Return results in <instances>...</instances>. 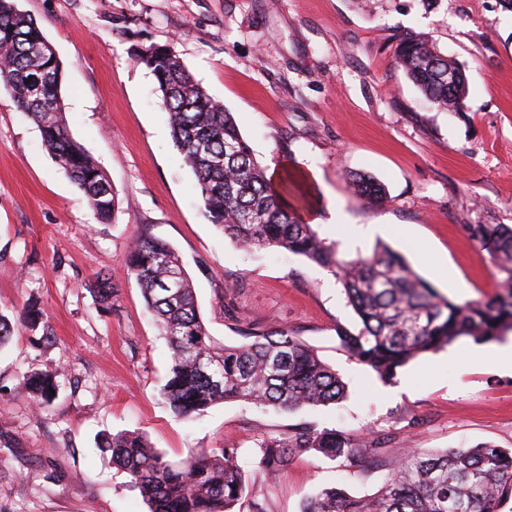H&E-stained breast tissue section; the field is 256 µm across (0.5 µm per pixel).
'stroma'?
Returning <instances> with one entry per match:
<instances>
[{"label": "stroma", "mask_w": 512, "mask_h": 512, "mask_svg": "<svg viewBox=\"0 0 512 512\" xmlns=\"http://www.w3.org/2000/svg\"><path fill=\"white\" fill-rule=\"evenodd\" d=\"M63 64L71 137L115 196L97 222L39 128L0 83V311L39 301L52 344L20 331L0 348V512H148L97 442L147 435L167 459L235 442L251 497L267 512H300L321 488L376 494L384 469L306 453L273 479L255 467L266 436L303 422L388 440L387 455L491 443L512 448V370L497 343L463 339L383 383L337 332L358 330L336 278L281 249L252 251L203 214L156 81L136 56L163 45L232 112L264 169L292 179L324 246L371 255L380 243L456 301L497 288L474 224L512 225V11L500 0H16ZM431 39L468 78L465 112L430 107L393 50ZM384 184L374 206L348 182ZM141 234L181 257L205 327L237 345L245 327L288 328L347 383L346 399L288 413L219 402L196 421L170 412L160 389L170 350L123 258ZM112 275V303L87 289ZM58 369L54 402L36 408L24 376Z\"/></svg>", "instance_id": "stroma-1"}]
</instances>
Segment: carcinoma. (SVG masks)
<instances>
[{
	"mask_svg": "<svg viewBox=\"0 0 512 512\" xmlns=\"http://www.w3.org/2000/svg\"><path fill=\"white\" fill-rule=\"evenodd\" d=\"M44 40L38 23L18 10L14 0H0V57L6 59L0 81L38 125L45 147L104 224L112 218L115 197L104 172L68 131L62 65L39 54ZM394 56L397 68L432 105L448 112L466 107L464 72L428 39L407 35L397 43ZM138 60L156 80L173 137L196 176L209 220L243 247L283 249L333 273L361 324L356 332L340 331V344L381 380L393 382L411 360L461 339L493 342L512 333V226L470 225L500 278L494 295L464 302L438 292L402 254L386 246L367 257L349 258L330 250L288 201L295 197L288 181L271 184L232 113L206 93L178 56L151 45ZM350 183L373 204L386 198L384 186L369 174H355ZM124 264L168 342L170 365L161 395L176 417L197 419L224 401L292 413L346 396L348 387L336 370L286 328L251 327L243 332L241 344L216 345L186 270L165 243L137 237ZM89 290L101 304H109L112 274H96ZM39 327L43 335L49 334L46 315L35 303L11 316L0 312V347L21 329ZM59 387L56 371L34 372L25 379L29 399L39 408L53 402ZM383 444L379 437L303 424L264 438L257 445L255 464L268 477L279 475L293 457L305 453L356 465L384 458ZM99 448L140 491L150 512H236L246 502L248 484L233 443L179 462L165 459L137 432L106 435ZM385 466L386 481L376 496L355 497L340 486L325 487L305 501L301 512H502L503 504L512 500V451L486 443L437 452L411 449Z\"/></svg>",
	"mask_w": 512,
	"mask_h": 512,
	"instance_id": "cac0c4a2",
	"label": "carcinoma"
}]
</instances>
